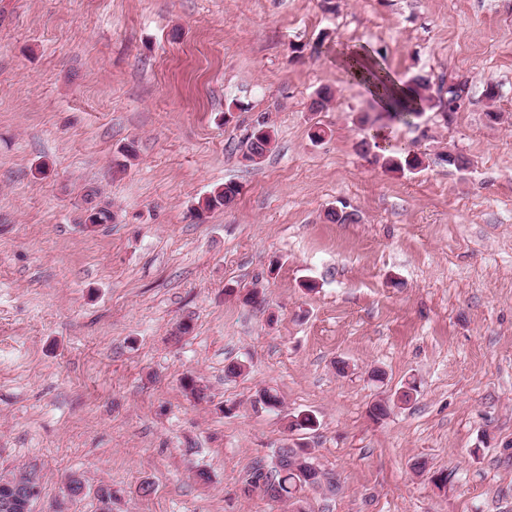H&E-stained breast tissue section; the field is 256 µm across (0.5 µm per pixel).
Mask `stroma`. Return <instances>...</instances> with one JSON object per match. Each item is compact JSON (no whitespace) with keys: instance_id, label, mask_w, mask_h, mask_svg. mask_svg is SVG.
<instances>
[{"instance_id":"35a3bbf8","label":"stroma","mask_w":512,"mask_h":512,"mask_svg":"<svg viewBox=\"0 0 512 512\" xmlns=\"http://www.w3.org/2000/svg\"><path fill=\"white\" fill-rule=\"evenodd\" d=\"M351 46L429 77L385 144L420 171L361 153L387 122ZM450 147L468 168L434 162ZM91 188L114 221L87 233ZM301 411L319 427L287 433ZM292 438L338 479L309 512H512V0H0V476L37 478L33 512H98L100 485L112 512H290L245 477ZM382 159V166L394 172L413 171L422 166V161L417 155L409 158L408 154L396 153V155H382V157L375 155V161L379 162ZM240 193L239 187L232 182L213 189L201 201L199 200L195 211L198 213H208L219 208H226L232 205Z\"/></svg>"}]
</instances>
